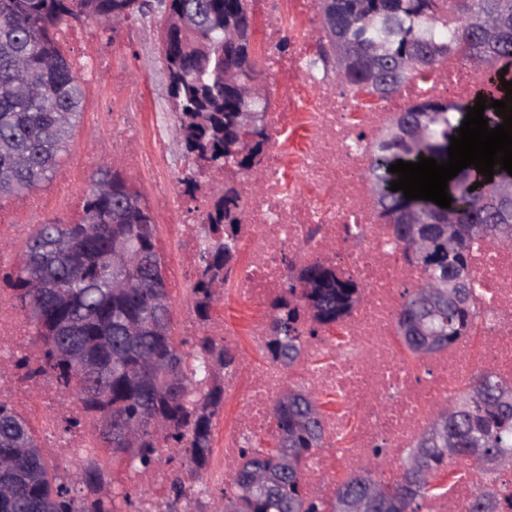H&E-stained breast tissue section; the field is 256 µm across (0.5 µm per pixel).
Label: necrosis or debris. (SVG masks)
<instances>
[{
  "label": "necrosis or debris",
  "mask_w": 512,
  "mask_h": 512,
  "mask_svg": "<svg viewBox=\"0 0 512 512\" xmlns=\"http://www.w3.org/2000/svg\"><path fill=\"white\" fill-rule=\"evenodd\" d=\"M250 3L260 22L268 74L280 86L267 115L270 140L255 164L261 184L252 186L232 169L190 164L203 187L228 180L238 184L236 218L244 255L224 292L246 306L247 316L236 326L220 314L202 323L188 312L179 329L184 336L205 334L230 347L245 342L259 351L271 336L267 309L287 295L291 265L319 263L358 284L360 294L350 310L335 329L305 340L298 363L288 367L269 359L225 376L224 394L233 403L234 418L217 423L225 465L211 481L228 490L236 479L232 462L245 443L274 430L276 397L297 389L333 398L335 409L323 414L324 444L304 466L306 492L326 498L375 449H384L383 466L393 470L404 449L429 427L436 408L475 370L512 383V249L482 240L473 250L481 332L434 353L426 363L411 360L402 348L398 315L417 274L398 261L403 244L378 219L377 200L365 181L372 146L395 116L428 98L467 103L486 69L451 56L430 81L406 83L391 97L366 103L335 75L316 74L308 65L312 36L320 28L317 0ZM285 39L290 47L283 53L278 46ZM164 138L153 114L140 113L136 129L112 160L164 164ZM148 198L160 218L158 243L168 281L180 294H189L211 205L156 184ZM13 271V263L0 260V339L22 343L32 330L4 283ZM1 400L31 417L57 457L101 448L95 437L68 430L70 421L81 419V408L71 392L40 372L36 358L0 351ZM121 480L148 496L149 512H165L161 490L169 472L164 463L145 472L124 471ZM488 484L498 497L496 512H512V466L486 476L461 469L449 476L444 493L421 500L419 512H473L480 489Z\"/></svg>",
  "instance_id": "necrosis-or-debris-1"
}]
</instances>
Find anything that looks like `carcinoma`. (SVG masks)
<instances>
[{
    "label": "carcinoma",
    "instance_id": "cac0c4a2",
    "mask_svg": "<svg viewBox=\"0 0 512 512\" xmlns=\"http://www.w3.org/2000/svg\"><path fill=\"white\" fill-rule=\"evenodd\" d=\"M336 11L348 21L343 35L365 55H380L377 85L358 61L346 71L336 66V45L329 39L318 46L316 61L331 68L363 97L386 99L412 78L427 80L434 66L459 53L493 68L490 83L498 93H483L486 103L506 99L499 62H512V31L487 46L464 29L467 12L498 11L512 16V0H335ZM159 8L166 18L162 61L169 72V95L178 115L177 134L187 152L205 165L221 168L235 160L238 149L237 115L243 105L262 112L269 98L243 101L240 88L263 73L264 60L255 49L249 0H0V198L21 196L49 183L63 152L73 138L83 109L84 90L77 80L57 32L74 23L95 22L106 30ZM237 69L238 85L224 83V66ZM432 113L422 139L412 147H385L386 138L374 146V159L366 180L389 184L398 175L388 167L398 160L417 162L448 158L450 138L457 135L467 110L439 100H426L411 108ZM493 181L468 167L448 182L449 195L470 202L474 222L485 225L484 239L502 243L499 224L486 197L507 171L494 166ZM95 188L84 200L81 218L73 224L37 225L23 247V260L7 280L18 308L33 325L30 354L40 369L71 391L82 410L97 419L98 440L114 453H124L136 466L148 469L161 457L190 464L199 479L210 465L213 418L224 404V387L207 386L220 372L234 369L237 354L210 336H199L191 353L197 368L188 366L176 339L172 310L158 331L129 338L128 329L148 323L154 316V293L168 294L165 264L155 245L157 224L139 191L122 173L103 162L92 171ZM476 190H470L475 183ZM238 191L224 186L209 214L210 239L197 254L198 277L191 298L196 316L204 321L216 301L214 287L229 281L236 254L237 224L234 209ZM380 219L399 235L397 213L425 207L440 222L448 209L429 200H408L400 190L378 200ZM475 239L453 250L434 242L424 254L403 249L401 258L419 274L424 285L444 275L458 273L470 280V257ZM44 277L55 282L59 300L41 295ZM293 300L272 305L281 326L268 343L272 358L292 365L301 354L304 337L299 323L307 316L331 327L359 295L358 285L339 278L319 264L301 266L290 293ZM76 319L69 342L89 354L107 374L74 385L76 364L60 342L61 324ZM441 333L440 349L479 331V312L470 295L449 301L432 319ZM507 385L490 372L470 376L448 399V434L457 456L479 468L485 462L473 455L475 440L486 452L512 458V405L501 401ZM277 436L273 444L261 442L241 450L236 482L224 492L229 512H336V501L377 486L396 512H417L418 502L437 494L433 484L447 470L444 447L426 430L407 451L403 471L387 478L371 462L348 476L329 501L309 500L303 492L301 462L322 447V413L314 398L300 391L273 408ZM429 473L428 481L405 486L414 461ZM266 471L271 487L243 491L254 473ZM104 475L93 464L64 479L40 448L29 422L7 403L0 402V512H116L113 499L100 496Z\"/></svg>",
    "mask_w": 512,
    "mask_h": 512
}]
</instances>
